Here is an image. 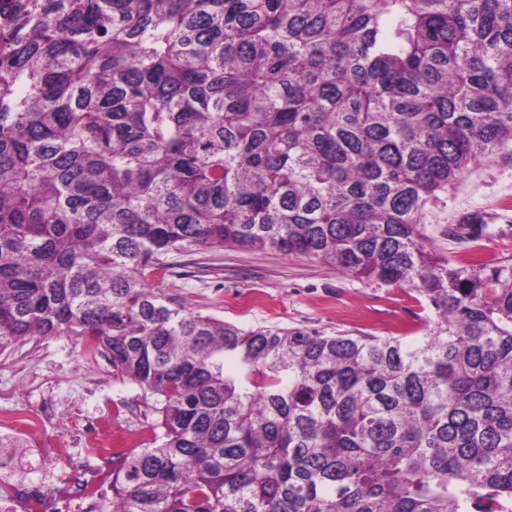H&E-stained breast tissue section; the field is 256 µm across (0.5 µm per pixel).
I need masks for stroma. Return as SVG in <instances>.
Segmentation results:
<instances>
[{"instance_id":"stroma-1","label":"stroma","mask_w":512,"mask_h":512,"mask_svg":"<svg viewBox=\"0 0 512 512\" xmlns=\"http://www.w3.org/2000/svg\"><path fill=\"white\" fill-rule=\"evenodd\" d=\"M495 213L490 258L512 256V144L481 159L429 208L426 234L433 252L457 263L469 251L448 237L449 225L469 213ZM155 285L192 310L249 328L314 327L329 333L389 336L400 325L420 327L429 312L405 287L367 285L335 267L278 251L196 248L167 255ZM120 406L115 431L150 446L158 417L131 381L113 377L100 353L86 351L74 336H33L0 353V412L37 413L53 404L44 440L83 453L76 417L95 421L105 403Z\"/></svg>"}]
</instances>
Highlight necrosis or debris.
Listing matches in <instances>:
<instances>
[{"instance_id": "4bbe7bcc", "label": "necrosis or debris", "mask_w": 512, "mask_h": 512, "mask_svg": "<svg viewBox=\"0 0 512 512\" xmlns=\"http://www.w3.org/2000/svg\"><path fill=\"white\" fill-rule=\"evenodd\" d=\"M84 441L83 458L60 457L50 472L31 467L44 449L0 447V512H96L112 496V461L121 439L94 424Z\"/></svg>"}]
</instances>
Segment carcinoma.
<instances>
[{
	"label": "carcinoma",
	"instance_id": "obj_1",
	"mask_svg": "<svg viewBox=\"0 0 512 512\" xmlns=\"http://www.w3.org/2000/svg\"><path fill=\"white\" fill-rule=\"evenodd\" d=\"M510 142L512 0L1 6L0 351L89 336L160 416L98 512H512V257L424 245ZM192 247L320 260L432 319L244 329L150 284Z\"/></svg>",
	"mask_w": 512,
	"mask_h": 512
}]
</instances>
